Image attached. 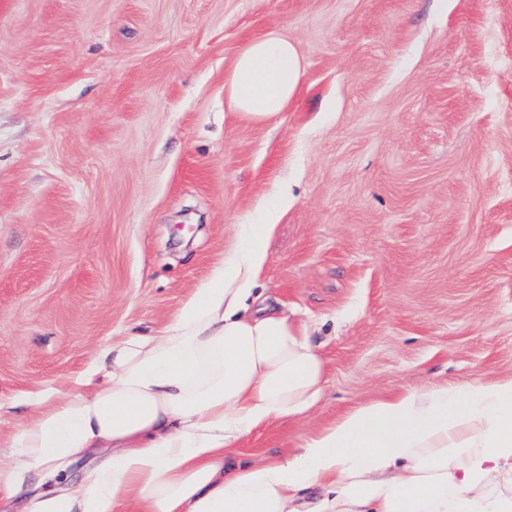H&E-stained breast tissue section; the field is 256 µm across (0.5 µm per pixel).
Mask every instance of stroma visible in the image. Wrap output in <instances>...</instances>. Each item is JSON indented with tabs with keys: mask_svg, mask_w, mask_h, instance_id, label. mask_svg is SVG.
<instances>
[{
	"mask_svg": "<svg viewBox=\"0 0 512 512\" xmlns=\"http://www.w3.org/2000/svg\"><path fill=\"white\" fill-rule=\"evenodd\" d=\"M271 30L305 73L249 122L224 73ZM283 188L256 292L310 325L325 392L234 462L512 376V0H0V438L167 327Z\"/></svg>",
	"mask_w": 512,
	"mask_h": 512,
	"instance_id": "obj_1",
	"label": "stroma"
}]
</instances>
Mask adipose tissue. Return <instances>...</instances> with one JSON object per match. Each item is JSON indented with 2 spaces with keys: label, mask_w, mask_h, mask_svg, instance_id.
I'll return each instance as SVG.
<instances>
[{
  "label": "adipose tissue",
  "mask_w": 512,
  "mask_h": 512,
  "mask_svg": "<svg viewBox=\"0 0 512 512\" xmlns=\"http://www.w3.org/2000/svg\"><path fill=\"white\" fill-rule=\"evenodd\" d=\"M287 36L269 31L224 76L229 111L262 123L287 110L303 76ZM276 208L243 229L225 261L157 336L100 348L81 391L35 396L8 440L0 493L25 512H512V377L372 400L323 427L287 460L239 465L226 453L322 398L323 360L307 325L254 294ZM94 448L110 456L56 489Z\"/></svg>",
  "instance_id": "adipose-tissue-1"
}]
</instances>
